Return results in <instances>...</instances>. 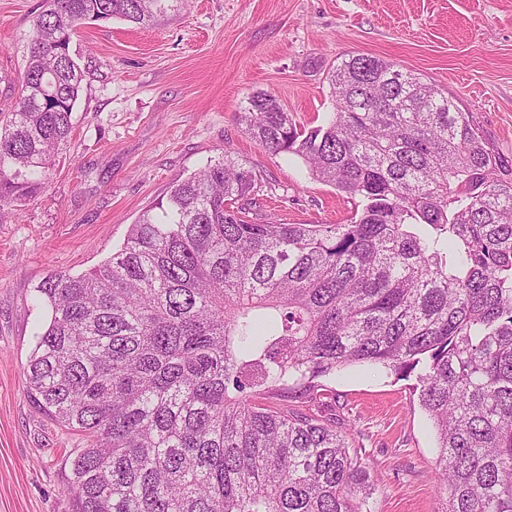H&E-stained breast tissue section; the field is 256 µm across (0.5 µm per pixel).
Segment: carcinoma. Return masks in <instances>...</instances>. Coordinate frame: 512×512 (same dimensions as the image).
I'll return each instance as SVG.
<instances>
[{"instance_id": "cac0c4a2", "label": "carcinoma", "mask_w": 512, "mask_h": 512, "mask_svg": "<svg viewBox=\"0 0 512 512\" xmlns=\"http://www.w3.org/2000/svg\"><path fill=\"white\" fill-rule=\"evenodd\" d=\"M185 2L44 0L0 118V206L37 194L70 138L77 29L149 26ZM330 88L321 125L267 91L239 121L357 200L348 223L250 217L258 175L226 155L175 182L102 264L38 287L50 320L27 390L86 442L73 512H364L346 436L265 403L361 363L417 373L441 512H512V160L390 61L345 59Z\"/></svg>"}]
</instances>
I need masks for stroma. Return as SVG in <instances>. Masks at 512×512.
Wrapping results in <instances>:
<instances>
[{
  "label": "stroma",
  "instance_id": "1",
  "mask_svg": "<svg viewBox=\"0 0 512 512\" xmlns=\"http://www.w3.org/2000/svg\"><path fill=\"white\" fill-rule=\"evenodd\" d=\"M43 0H0V113L19 97ZM70 51L84 71L72 133L44 187L0 207V512H71L79 435L42 413L24 369L47 321L36 288L108 259L172 182L231 155L259 181L251 210L286 224H343L354 202L301 159L265 152L238 116L257 91L297 124L335 110L328 73L352 55L415 71L474 113L512 159V0H190L149 27L90 21ZM317 413L350 434L370 512H437L432 423L411 383L375 365L324 381Z\"/></svg>",
  "mask_w": 512,
  "mask_h": 512
}]
</instances>
